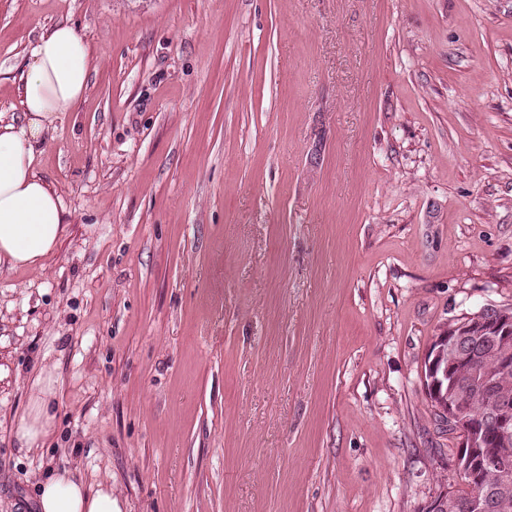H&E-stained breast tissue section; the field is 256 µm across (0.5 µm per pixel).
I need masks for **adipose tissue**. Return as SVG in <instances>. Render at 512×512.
I'll use <instances>...</instances> for the list:
<instances>
[{"label": "adipose tissue", "instance_id": "1", "mask_svg": "<svg viewBox=\"0 0 512 512\" xmlns=\"http://www.w3.org/2000/svg\"><path fill=\"white\" fill-rule=\"evenodd\" d=\"M90 70V46L67 24L47 30L28 52L20 88L24 119L0 117V266L38 268L59 247L68 212L34 163L62 114L86 94ZM53 390V380H46L20 418L21 444L41 447L53 439ZM37 507L39 512H115L111 486L92 487L66 471L40 481Z\"/></svg>", "mask_w": 512, "mask_h": 512}]
</instances>
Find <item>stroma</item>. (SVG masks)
Here are the masks:
<instances>
[{
  "label": "stroma",
  "mask_w": 512,
  "mask_h": 512,
  "mask_svg": "<svg viewBox=\"0 0 512 512\" xmlns=\"http://www.w3.org/2000/svg\"><path fill=\"white\" fill-rule=\"evenodd\" d=\"M90 43L37 156L68 225L0 268V512L68 470L118 512H422L457 486L421 371L512 307V0H0ZM56 435L15 427L39 374Z\"/></svg>",
  "instance_id": "35a3bbf8"
}]
</instances>
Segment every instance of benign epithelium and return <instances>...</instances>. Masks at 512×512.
I'll list each match as a JSON object with an SVG mask.
<instances>
[{
  "label": "benign epithelium",
  "instance_id": "obj_1",
  "mask_svg": "<svg viewBox=\"0 0 512 512\" xmlns=\"http://www.w3.org/2000/svg\"><path fill=\"white\" fill-rule=\"evenodd\" d=\"M423 377L437 413L456 428L457 476L478 486L464 504L445 488L422 512H501L512 500V309L487 305L448 325L431 343ZM481 397L488 406L477 413Z\"/></svg>",
  "mask_w": 512,
  "mask_h": 512
}]
</instances>
